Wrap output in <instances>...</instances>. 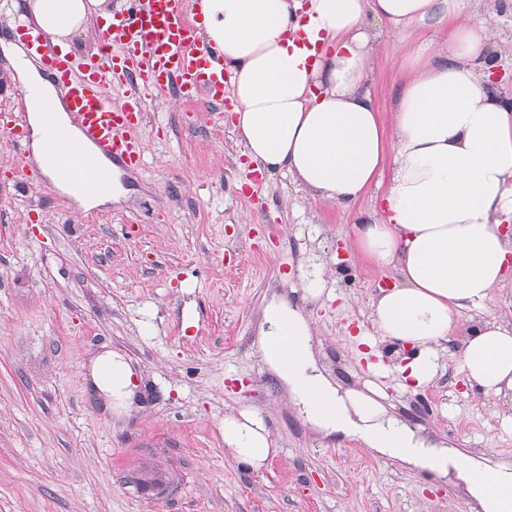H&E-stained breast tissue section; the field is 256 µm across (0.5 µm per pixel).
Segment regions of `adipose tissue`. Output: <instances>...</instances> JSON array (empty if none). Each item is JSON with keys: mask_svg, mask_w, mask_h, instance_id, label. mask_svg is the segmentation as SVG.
I'll list each match as a JSON object with an SVG mask.
<instances>
[{"mask_svg": "<svg viewBox=\"0 0 512 512\" xmlns=\"http://www.w3.org/2000/svg\"><path fill=\"white\" fill-rule=\"evenodd\" d=\"M478 0H193L197 33L224 54L232 75L235 128L245 153L268 173L285 172L308 192L352 209L374 187L383 205L358 213L355 246L398 281L376 294L371 332L404 355L397 370L413 387L430 385L447 342L470 387L488 398L512 395V325L486 311L512 276V96L491 76L498 66ZM32 19L62 51L76 34L95 35L112 16L110 0H24ZM447 26L436 51L408 58L391 123L366 85L383 27ZM12 77L27 92L30 159L82 211L112 202L113 188L88 195L61 182L51 164L53 105L73 142L57 86L22 52ZM478 310L460 325L463 310ZM261 350L268 369L307 421L328 434L358 431L383 455L438 474L456 470L480 512H512V464L491 468L445 448L427 447L387 416L375 398L339 394L317 369L312 327L287 301L264 309ZM132 367L120 354L98 355L93 387L117 414L129 408ZM224 449L246 472L275 449L263 418L244 408L224 418Z\"/></svg>", "mask_w": 512, "mask_h": 512, "instance_id": "adipose-tissue-1", "label": "adipose tissue"}]
</instances>
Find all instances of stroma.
Listing matches in <instances>:
<instances>
[{"label": "stroma", "instance_id": "1", "mask_svg": "<svg viewBox=\"0 0 512 512\" xmlns=\"http://www.w3.org/2000/svg\"><path fill=\"white\" fill-rule=\"evenodd\" d=\"M479 12L511 95L512 0ZM447 38L444 26L384 38L368 74L383 120L413 47ZM25 109L16 85L0 90V512H472L430 473L311 429L263 362V307L283 297L315 322L329 378L375 389L456 447L487 449L488 465L512 460V432L451 353L417 391L360 342L395 273L352 248L353 213L285 173L253 183L229 112L169 90L145 100L144 165L121 175L123 196L79 214L51 183H17L7 122ZM318 275L329 294L312 300L304 283ZM106 348L135 370L132 415L112 414L86 382ZM242 407L278 447L251 474L224 454V416ZM146 468L160 485L134 484Z\"/></svg>", "mask_w": 512, "mask_h": 512}]
</instances>
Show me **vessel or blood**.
Masks as SVG:
<instances>
[{
    "label": "vessel or blood",
    "mask_w": 512,
    "mask_h": 512,
    "mask_svg": "<svg viewBox=\"0 0 512 512\" xmlns=\"http://www.w3.org/2000/svg\"><path fill=\"white\" fill-rule=\"evenodd\" d=\"M187 0H126L113 12L101 34L98 54H60L34 24L19 23L16 31L28 56L39 58L46 71L66 90L65 102L84 142L93 145L112 165L104 167L71 142L58 127L53 109L42 114L53 131L56 148L52 162L63 180L94 194L112 181V167L129 173L143 165V148L136 135L144 110V91L170 88L202 99L215 110L224 106L227 71L224 58L211 45L201 44L186 16ZM125 88L121 104H113L112 85ZM14 173L20 183L40 180L27 162V140L16 128Z\"/></svg>",
    "instance_id": "b4317fda"
}]
</instances>
